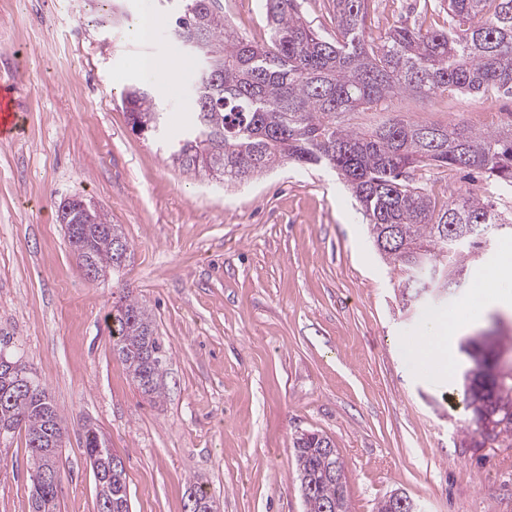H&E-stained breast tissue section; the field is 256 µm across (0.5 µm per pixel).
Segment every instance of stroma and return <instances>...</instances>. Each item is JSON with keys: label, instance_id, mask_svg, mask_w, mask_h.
Listing matches in <instances>:
<instances>
[{"label": "stroma", "instance_id": "1", "mask_svg": "<svg viewBox=\"0 0 512 512\" xmlns=\"http://www.w3.org/2000/svg\"><path fill=\"white\" fill-rule=\"evenodd\" d=\"M0 0V83L18 87L21 129L0 141V347L25 363L63 417L57 512H97L84 453L96 429L125 459L130 512H184L201 483L217 512H305L293 442L327 435L344 464L349 512H376L393 492L420 512H512V445L474 447L462 373L474 362L448 343L455 376L406 355L437 315L455 314L512 259L492 234L463 283L403 308L359 205L334 171L288 164L246 182L183 171L171 159L192 110L196 67L166 85L174 58L166 0ZM239 33L262 44V0H218ZM149 39L132 32L142 16ZM416 0H376L369 31L441 28ZM155 67L142 69V58ZM148 89L168 122L132 131L122 98ZM395 99L390 111L480 130L512 116V97ZM387 111V112H390ZM387 112L351 115L355 127ZM445 202L472 180L415 175ZM91 200L121 225L131 257L89 281L59 218ZM143 302L164 342L166 394L145 399L112 353L117 289ZM33 465L24 434L0 436V512H30Z\"/></svg>", "mask_w": 512, "mask_h": 512}]
</instances>
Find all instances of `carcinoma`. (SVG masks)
Instances as JSON below:
<instances>
[{
  "label": "carcinoma",
  "mask_w": 512,
  "mask_h": 512,
  "mask_svg": "<svg viewBox=\"0 0 512 512\" xmlns=\"http://www.w3.org/2000/svg\"><path fill=\"white\" fill-rule=\"evenodd\" d=\"M373 0H332L336 33L323 35L299 10L298 0H263L268 41L238 33L215 8V0H174L171 36L201 63L193 112L171 157L188 172L216 173L227 181L247 180L291 161L337 173L360 204L374 243L392 227L399 244L379 249L388 265L404 274L437 267L455 284L482 248L474 239L448 246L451 228L505 223L492 198L466 188L436 208L413 172L424 167L480 171L501 196L512 197V120L480 132L462 124L428 125L393 116L375 127L343 123L350 114L408 95L426 101L437 91L512 95V0H438L448 15L441 29L399 26L375 39L367 31ZM125 109L135 130L154 133L165 120L148 90L129 89ZM84 220L83 256L96 277L118 271L117 247L130 245L117 225L91 201L72 198ZM112 352L124 363L142 395L165 394V350L146 306L126 294L115 305ZM28 376L18 360L0 369V432H26L36 483L31 512H56L61 443L54 433L62 418L46 389L22 393L16 380ZM466 392L472 434L490 422L495 435L512 443V363L484 358ZM85 454L101 470L98 512H129L125 464L100 435L89 429ZM294 455L306 512H349L344 465L330 438L303 433ZM194 502L185 512H213L203 486L188 489Z\"/></svg>",
  "instance_id": "obj_1"
}]
</instances>
